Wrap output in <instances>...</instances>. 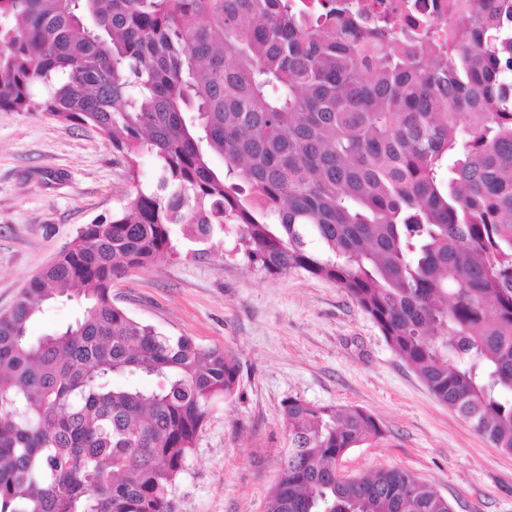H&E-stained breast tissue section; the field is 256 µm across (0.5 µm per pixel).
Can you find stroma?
I'll return each instance as SVG.
<instances>
[{
    "label": "stroma",
    "mask_w": 512,
    "mask_h": 512,
    "mask_svg": "<svg viewBox=\"0 0 512 512\" xmlns=\"http://www.w3.org/2000/svg\"><path fill=\"white\" fill-rule=\"evenodd\" d=\"M133 189L104 136L42 111L0 112V312L87 224L108 219ZM233 239H180L179 253L127 272L113 303L139 321L240 364L174 493L175 512H264L288 446L282 404L358 406L382 435L338 462L347 477L401 468L452 512H512V455L439 403L336 283L298 270L271 275Z\"/></svg>",
    "instance_id": "stroma-1"
}]
</instances>
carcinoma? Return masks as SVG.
I'll return each instance as SVG.
<instances>
[{
	"label": "carcinoma",
	"instance_id": "cac0c4a2",
	"mask_svg": "<svg viewBox=\"0 0 512 512\" xmlns=\"http://www.w3.org/2000/svg\"><path fill=\"white\" fill-rule=\"evenodd\" d=\"M36 106L101 133L135 193L0 313V512H173L240 367L133 319L112 285L217 226L270 274L343 288L512 453V0H448L402 39L342 0H0V112ZM62 296L82 315L29 340ZM282 418L265 512H451L403 469L336 474L381 436L370 412L290 397Z\"/></svg>",
	"mask_w": 512,
	"mask_h": 512
}]
</instances>
